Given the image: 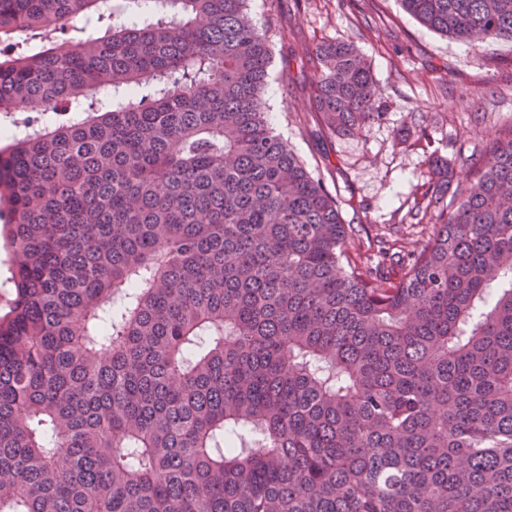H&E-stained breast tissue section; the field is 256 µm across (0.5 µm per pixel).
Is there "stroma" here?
<instances>
[{"label": "stroma", "mask_w": 512, "mask_h": 512, "mask_svg": "<svg viewBox=\"0 0 512 512\" xmlns=\"http://www.w3.org/2000/svg\"><path fill=\"white\" fill-rule=\"evenodd\" d=\"M273 45L265 99L277 132L340 200L366 236L407 238L403 219L428 150L455 182L483 159L490 125L512 123V42L473 45L430 30L397 0H248ZM350 40L384 91L382 120L347 136L325 132L312 107L316 42Z\"/></svg>", "instance_id": "1"}]
</instances>
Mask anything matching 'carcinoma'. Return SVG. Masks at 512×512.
<instances>
[{
    "label": "carcinoma",
    "instance_id": "cac0c4a2",
    "mask_svg": "<svg viewBox=\"0 0 512 512\" xmlns=\"http://www.w3.org/2000/svg\"><path fill=\"white\" fill-rule=\"evenodd\" d=\"M153 2L74 42L103 0H0V113L63 116L0 150V512H512V125L373 265L247 0ZM400 2L512 41V0ZM312 60L329 132L382 117L352 42ZM108 3L111 8L110 12L103 11L104 19L101 22H91L89 25H87L84 17L77 18L73 22V26L68 28L64 37L77 39L80 37H86L88 35H103L107 28L110 26L112 27V5L114 8H116L119 4V2H116V0H110ZM10 277L9 257L3 248V239L0 237V315L8 311V306L14 299V288Z\"/></svg>",
    "mask_w": 512,
    "mask_h": 512
}]
</instances>
